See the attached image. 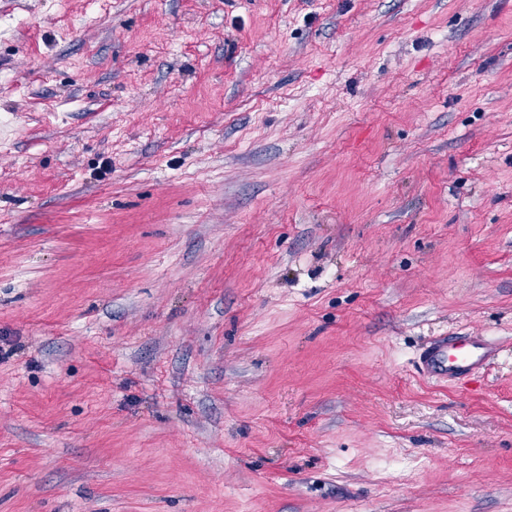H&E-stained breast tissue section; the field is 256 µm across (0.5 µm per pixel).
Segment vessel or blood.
I'll return each mask as SVG.
<instances>
[{
  "instance_id": "b4317fda",
  "label": "vessel or blood",
  "mask_w": 512,
  "mask_h": 512,
  "mask_svg": "<svg viewBox=\"0 0 512 512\" xmlns=\"http://www.w3.org/2000/svg\"><path fill=\"white\" fill-rule=\"evenodd\" d=\"M496 354V346L485 337L452 336L428 347L419 368L432 379L456 383L489 366Z\"/></svg>"
}]
</instances>
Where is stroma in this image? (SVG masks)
<instances>
[{
    "instance_id": "stroma-1",
    "label": "stroma",
    "mask_w": 512,
    "mask_h": 512,
    "mask_svg": "<svg viewBox=\"0 0 512 512\" xmlns=\"http://www.w3.org/2000/svg\"><path fill=\"white\" fill-rule=\"evenodd\" d=\"M0 512H512V0H0ZM496 355V346L484 336H449L420 355L419 368L432 379L456 383L489 366Z\"/></svg>"
}]
</instances>
